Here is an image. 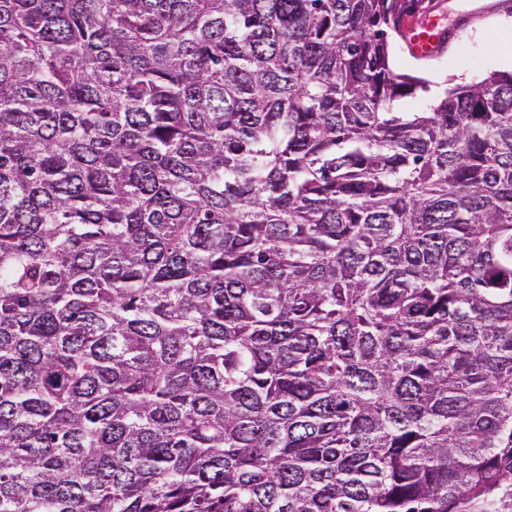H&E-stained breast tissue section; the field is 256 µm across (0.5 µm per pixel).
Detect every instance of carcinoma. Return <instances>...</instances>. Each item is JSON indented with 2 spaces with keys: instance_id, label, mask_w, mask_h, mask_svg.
Returning a JSON list of instances; mask_svg holds the SVG:
<instances>
[{
  "instance_id": "carcinoma-1",
  "label": "carcinoma",
  "mask_w": 512,
  "mask_h": 512,
  "mask_svg": "<svg viewBox=\"0 0 512 512\" xmlns=\"http://www.w3.org/2000/svg\"><path fill=\"white\" fill-rule=\"evenodd\" d=\"M399 2L0 0V512H512V71ZM447 5V25L459 11L470 6L471 0H444ZM444 12L436 2L409 3L400 18V38H395L392 63L396 71L414 72L442 88L456 83H477L493 71L512 70V12H501L477 21L459 34L458 40L439 59L447 48L448 26L442 22ZM421 59L417 60L414 57ZM448 80V82H445Z\"/></svg>"
}]
</instances>
